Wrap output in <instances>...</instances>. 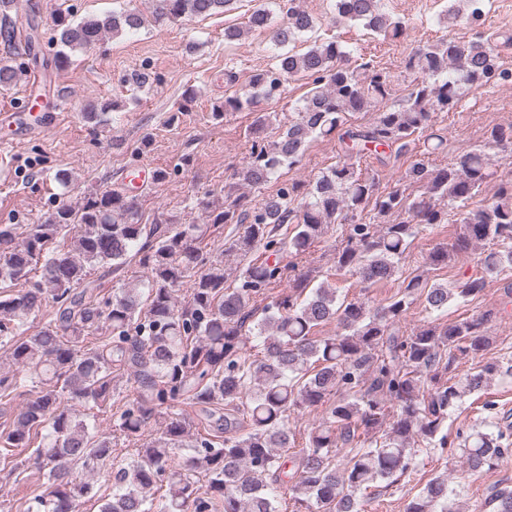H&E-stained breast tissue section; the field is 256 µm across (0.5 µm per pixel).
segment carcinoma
<instances>
[{"label":"carcinoma","instance_id":"obj_1","mask_svg":"<svg viewBox=\"0 0 512 512\" xmlns=\"http://www.w3.org/2000/svg\"><path fill=\"white\" fill-rule=\"evenodd\" d=\"M14 0H0V40L16 43L8 11ZM231 0H154L151 16L136 10L76 22L58 15L59 46L50 63L61 69L68 52L86 49L108 33L133 30L150 21L208 16ZM338 17L395 41L403 23L384 10V0H334ZM262 4L243 28L224 38L271 26ZM316 20L289 5L273 40L290 44L313 35L304 52L276 56L253 75L251 91L224 98L213 115L255 112L248 130L251 146L234 181L224 185V208L210 213L213 225L237 224L229 250L254 262L230 278L224 259L200 246L199 224H142L136 200L121 192L94 191L72 208L61 205L22 238L10 224L0 226V284L18 287L0 295V349L15 371L0 373V401H22V409L0 433L8 448H28L40 435L28 463L44 483L28 512H79L84 499H96L98 512H364L368 489L391 485L411 467V440L419 435L448 451L441 433L449 410L463 397L488 386L499 366L487 362L451 380L454 363L474 358L489 345L487 315L451 323H429L408 335L396 329L417 300L429 313L448 301L479 294L486 277L512 269V182L490 202L473 210L465 203L492 176L481 146L461 151L443 167L430 156L445 149L432 132L439 113L455 111L463 98L483 88L512 82L492 46L493 36L467 43L442 37L416 48L404 60L410 92L389 106L392 75L371 61L352 63L357 49L315 35ZM38 25L28 23L18 60L0 62V88L14 86L36 67ZM308 76L311 87L294 106L286 130L276 137L277 115L259 109L281 98L288 80ZM357 112H374L367 127L353 126ZM337 133L345 144L336 163L312 183H284L258 201L240 192L261 191L279 171L297 165L314 139ZM488 143L512 146V126L494 127ZM379 147L412 153L401 185L378 192L375 175L359 159ZM422 188L413 196L410 186ZM299 204H294L295 199ZM372 206L387 224L363 221ZM459 209L460 231L448 246L427 256L432 270L480 244L483 275L456 288L428 283L420 275L400 286L392 300L373 307L365 297L338 300L328 280L310 286L283 254L300 257L327 229L341 225L333 275H350L364 287L385 284L396 275L419 224L448 223V209ZM293 225L286 239L279 231ZM139 258L146 279L99 297L91 270L117 271ZM189 285L184 301L178 292ZM282 287L259 308L260 296ZM53 317L24 335L28 317L46 307ZM335 320L341 331L316 336ZM127 376L117 389L114 374ZM105 410L113 405V427L139 440L149 423L156 433L135 449L125 466L112 470V441L98 434L75 406ZM194 409L183 413L182 406ZM324 408L321 423L296 448L290 417L300 409ZM391 420L374 444L361 435ZM503 432L476 430L462 456L468 470L491 469L512 450L501 446ZM347 446L348 453L338 456ZM112 481V495L97 499L89 477ZM167 488L159 500L151 491ZM493 512H512V489L492 497ZM406 512H448V478H432L407 504Z\"/></svg>","mask_w":512,"mask_h":512}]
</instances>
